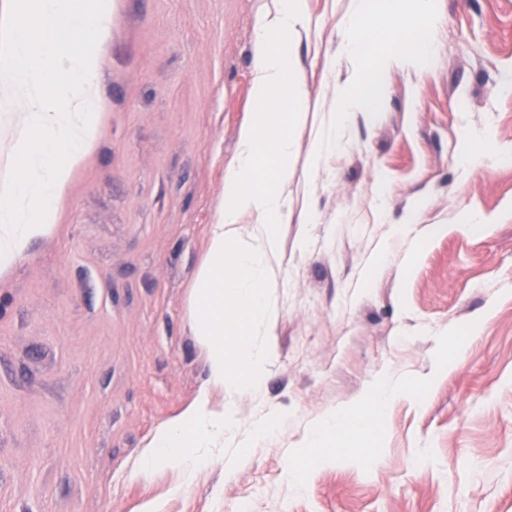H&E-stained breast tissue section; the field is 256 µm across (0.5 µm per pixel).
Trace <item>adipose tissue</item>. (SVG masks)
<instances>
[{"mask_svg": "<svg viewBox=\"0 0 512 512\" xmlns=\"http://www.w3.org/2000/svg\"><path fill=\"white\" fill-rule=\"evenodd\" d=\"M378 3L379 0H357V7L346 22L342 52L352 58L362 55L368 35L382 27L388 18L399 28L408 30L409 35L394 49L381 50L366 75H353L337 93L336 110L342 117L355 111L374 113L388 70L403 62L424 63L430 55L427 30L432 23V0H395L386 16L379 13ZM393 397L392 387L384 382L377 384L369 414L345 412L324 422L315 430L313 443H322L330 434L352 438L364 435L371 427L372 416L381 415ZM234 423L231 410L211 406L208 398H201L181 416L156 430L143 453L139 475H149L160 463L192 472L203 459L202 449L214 447L223 440L225 430Z\"/></svg>", "mask_w": 512, "mask_h": 512, "instance_id": "ef3b65f1", "label": "adipose tissue"}]
</instances>
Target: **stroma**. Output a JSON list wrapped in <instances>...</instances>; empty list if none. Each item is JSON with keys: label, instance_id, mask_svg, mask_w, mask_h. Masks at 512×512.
Wrapping results in <instances>:
<instances>
[{"label": "stroma", "instance_id": "35a3bbf8", "mask_svg": "<svg viewBox=\"0 0 512 512\" xmlns=\"http://www.w3.org/2000/svg\"><path fill=\"white\" fill-rule=\"evenodd\" d=\"M276 3L112 0L98 136L53 232L0 272V512H238L246 489L252 512H512V162L461 156L482 135L512 154V0H434L432 63L342 122L355 0H307L268 359L256 388L209 385L192 285ZM321 136L340 145L313 171ZM381 380L405 392L369 434L310 447ZM205 392L237 418L209 464L138 476Z\"/></svg>", "mask_w": 512, "mask_h": 512}]
</instances>
